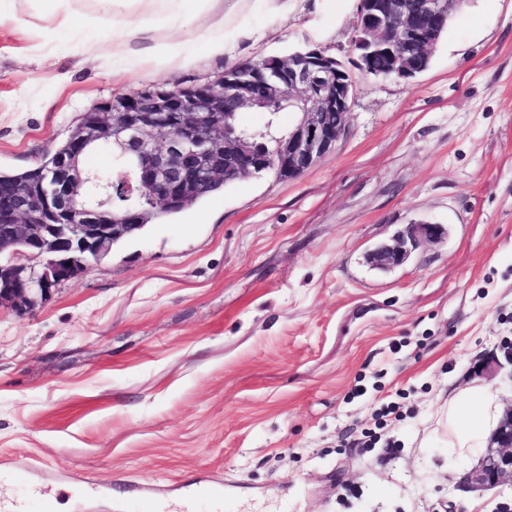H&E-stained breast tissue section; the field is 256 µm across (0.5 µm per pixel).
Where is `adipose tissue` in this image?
Listing matches in <instances>:
<instances>
[{
	"label": "adipose tissue",
	"mask_w": 512,
	"mask_h": 512,
	"mask_svg": "<svg viewBox=\"0 0 512 512\" xmlns=\"http://www.w3.org/2000/svg\"><path fill=\"white\" fill-rule=\"evenodd\" d=\"M101 2L103 7L97 24L113 45L139 40L148 57L155 61L185 54L184 45L160 43L154 39L152 32L156 23L152 18H143L137 27L131 28L120 14L114 13L112 0ZM500 418L501 407L497 395L489 387L477 383L454 393L441 412V421L448 432V445L461 457L484 447Z\"/></svg>",
	"instance_id": "1"
}]
</instances>
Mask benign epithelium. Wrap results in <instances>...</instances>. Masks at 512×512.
Masks as SVG:
<instances>
[{
	"instance_id": "7a95c632",
	"label": "benign epithelium",
	"mask_w": 512,
	"mask_h": 512,
	"mask_svg": "<svg viewBox=\"0 0 512 512\" xmlns=\"http://www.w3.org/2000/svg\"><path fill=\"white\" fill-rule=\"evenodd\" d=\"M462 0H359L351 46L355 65L377 51L393 55L390 80L410 82L427 68L447 20ZM228 94L198 85L166 92L142 91L94 105L72 134L68 153L58 156L52 176L14 199L11 221L0 224V306L18 313L34 310L64 282L90 263L102 261L109 246L136 226L146 202L159 212L214 181L252 177L275 166L293 179L336 148L344 136L355 98V79L321 46L286 58L270 56L243 76L224 71ZM269 112L285 98L300 108L288 136L277 140L272 156L239 134L236 109ZM344 120L328 126L326 112ZM115 156L109 175L86 165L97 148ZM119 196L125 207L115 210ZM444 232L440 224H411L405 233L366 255L374 269L402 265L423 239ZM39 260V265L30 260ZM512 486V402L478 452L475 465L461 478L467 491Z\"/></svg>"
}]
</instances>
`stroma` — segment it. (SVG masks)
<instances>
[{"label": "stroma", "instance_id": "1", "mask_svg": "<svg viewBox=\"0 0 512 512\" xmlns=\"http://www.w3.org/2000/svg\"><path fill=\"white\" fill-rule=\"evenodd\" d=\"M359 0H135L157 63L98 56V0L48 24L0 0V170L37 166L90 106L204 83L267 55L353 58ZM246 9L214 53L203 21ZM442 225L390 273L369 249ZM512 341V0H467L412 82L357 78L335 150L148 225L21 315L0 307V495L41 512H512L464 493L437 428L449 394Z\"/></svg>", "mask_w": 512, "mask_h": 512}]
</instances>
